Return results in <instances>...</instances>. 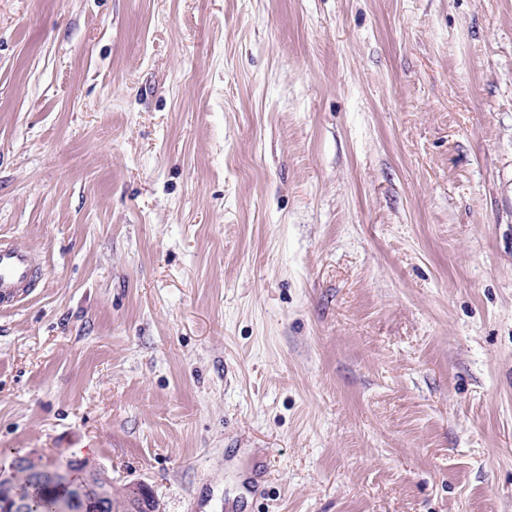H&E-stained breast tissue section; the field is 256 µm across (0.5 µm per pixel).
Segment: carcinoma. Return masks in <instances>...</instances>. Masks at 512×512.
<instances>
[{
	"label": "carcinoma",
	"instance_id": "1",
	"mask_svg": "<svg viewBox=\"0 0 512 512\" xmlns=\"http://www.w3.org/2000/svg\"><path fill=\"white\" fill-rule=\"evenodd\" d=\"M56 465L53 463L33 466L13 483L12 490L28 502L29 512H58L62 501L68 503L69 512H85L84 500L77 491L66 487L55 478ZM95 489L91 498L99 499L102 512H156L155 500L143 503L130 497L118 500L112 496V483L104 478L94 480Z\"/></svg>",
	"mask_w": 512,
	"mask_h": 512
}]
</instances>
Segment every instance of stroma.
Returning a JSON list of instances; mask_svg holds the SVG:
<instances>
[{
	"label": "stroma",
	"mask_w": 512,
	"mask_h": 512,
	"mask_svg": "<svg viewBox=\"0 0 512 512\" xmlns=\"http://www.w3.org/2000/svg\"><path fill=\"white\" fill-rule=\"evenodd\" d=\"M0 237V470L512 512V0H0ZM40 277L32 253L10 239H0V308L7 309L33 291Z\"/></svg>",
	"instance_id": "stroma-1"
}]
</instances>
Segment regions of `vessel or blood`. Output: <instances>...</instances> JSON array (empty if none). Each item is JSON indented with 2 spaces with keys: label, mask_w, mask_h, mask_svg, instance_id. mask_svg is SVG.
<instances>
[{
  "label": "vessel or blood",
  "mask_w": 512,
  "mask_h": 512,
  "mask_svg": "<svg viewBox=\"0 0 512 512\" xmlns=\"http://www.w3.org/2000/svg\"><path fill=\"white\" fill-rule=\"evenodd\" d=\"M40 277L32 253L10 239H0V308L7 309L33 291Z\"/></svg>",
  "instance_id": "vessel-or-blood-1"
}]
</instances>
